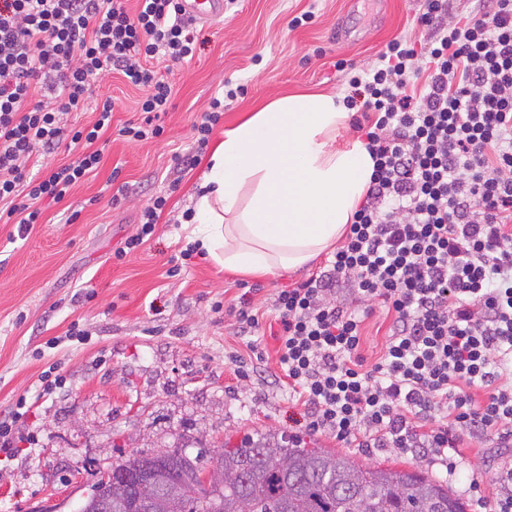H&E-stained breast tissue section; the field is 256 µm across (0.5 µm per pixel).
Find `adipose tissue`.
<instances>
[{
    "instance_id": "obj_1",
    "label": "adipose tissue",
    "mask_w": 512,
    "mask_h": 512,
    "mask_svg": "<svg viewBox=\"0 0 512 512\" xmlns=\"http://www.w3.org/2000/svg\"><path fill=\"white\" fill-rule=\"evenodd\" d=\"M335 95L291 93L225 130L197 188L191 241L224 268L294 271L333 246L369 186L361 140L338 147Z\"/></svg>"
}]
</instances>
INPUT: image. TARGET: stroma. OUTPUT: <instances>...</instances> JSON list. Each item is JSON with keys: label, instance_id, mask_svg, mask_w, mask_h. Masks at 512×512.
I'll return each mask as SVG.
<instances>
[{"label": "stroma", "instance_id": "35a3bbf8", "mask_svg": "<svg viewBox=\"0 0 512 512\" xmlns=\"http://www.w3.org/2000/svg\"><path fill=\"white\" fill-rule=\"evenodd\" d=\"M415 9L416 0H229L223 18L198 23L202 45L192 60L157 63L173 99L155 141L118 135L138 119L140 93L118 75L101 77L94 98L115 107L97 176L46 207L26 235L0 223V412L22 396L37 402L23 426L25 444L0 452V512H79L96 477L133 452L178 450L205 467L216 448L247 434L307 435L305 409L286 387L236 377L250 364L236 311L250 286L251 305L263 316L266 367L279 374L270 333L275 294L324 260L263 276L204 257L183 262L190 228L182 214L193 208L207 165L180 171L172 157L191 152L192 125L216 94L236 96L224 101L214 144L256 105L282 95L347 96L349 77L375 66L390 40L417 37ZM305 12L310 20L291 27ZM174 181L179 188L154 235L117 260L148 199ZM74 325L84 339L69 336ZM45 373L60 381L49 394ZM463 454L461 475L448 487L475 512L471 478L481 477L482 495L495 498L484 475L512 458V447L471 446ZM347 455L446 476L431 460L389 448L351 447Z\"/></svg>", "mask_w": 512, "mask_h": 512}]
</instances>
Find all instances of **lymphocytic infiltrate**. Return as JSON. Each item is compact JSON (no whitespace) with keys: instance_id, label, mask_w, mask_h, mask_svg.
I'll return each instance as SVG.
<instances>
[{"instance_id":"f902f5d3","label":"lymphocytic infiltrate","mask_w":512,"mask_h":512,"mask_svg":"<svg viewBox=\"0 0 512 512\" xmlns=\"http://www.w3.org/2000/svg\"><path fill=\"white\" fill-rule=\"evenodd\" d=\"M0 0V223L30 231L101 163L111 102L71 122L107 71L142 90L141 121L119 133L161 137L173 87L154 61L193 59L198 39L177 0ZM447 0H419L424 50L391 40L351 77L347 109L367 125L374 170L331 260L274 299L279 362L305 428L357 448L432 458L455 475L465 441L512 447V0H478L450 24ZM224 102L193 125L203 159ZM71 162L30 164L63 141ZM390 320L364 367L361 303Z\"/></svg>"}]
</instances>
